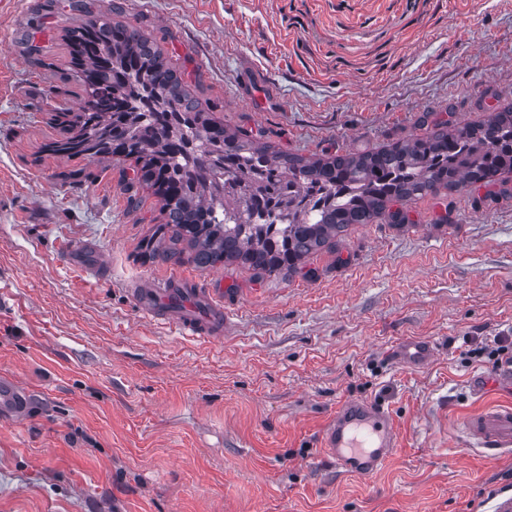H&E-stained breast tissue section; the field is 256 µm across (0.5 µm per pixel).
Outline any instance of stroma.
<instances>
[{
	"instance_id": "35a3bbf8",
	"label": "stroma",
	"mask_w": 512,
	"mask_h": 512,
	"mask_svg": "<svg viewBox=\"0 0 512 512\" xmlns=\"http://www.w3.org/2000/svg\"><path fill=\"white\" fill-rule=\"evenodd\" d=\"M90 2L154 40L228 130L286 155L362 153L512 106V0ZM82 19L65 0H0V377L31 391L24 418L0 415V512H494L512 455L487 458L457 422L512 405L473 354L512 337V176L351 225L291 275L148 258L164 216L134 161L50 149L81 106L66 32ZM248 65L268 76L266 111L242 96ZM86 246L83 266L66 261ZM174 276L223 287V341L139 311L133 288ZM405 336L435 340L438 360L390 363ZM344 400L397 424L367 479L322 461Z\"/></svg>"
}]
</instances>
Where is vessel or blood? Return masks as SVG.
I'll list each match as a JSON object with an SVG mask.
<instances>
[{
  "mask_svg": "<svg viewBox=\"0 0 512 512\" xmlns=\"http://www.w3.org/2000/svg\"><path fill=\"white\" fill-rule=\"evenodd\" d=\"M222 289L201 292L173 280L165 287L148 283L136 289L141 310L157 319L174 320L183 330L209 341L224 334ZM435 345L424 338L407 337L390 351L398 363L412 368L428 366L435 358ZM27 389L10 379H0V411L13 416L25 413ZM463 432L485 453L494 456L512 449V408L505 406L461 419ZM397 434L390 415L364 401L339 404L321 435L325 460L337 472L369 476L392 456Z\"/></svg>",
  "mask_w": 512,
  "mask_h": 512,
  "instance_id": "obj_1",
  "label": "vessel or blood"
}]
</instances>
